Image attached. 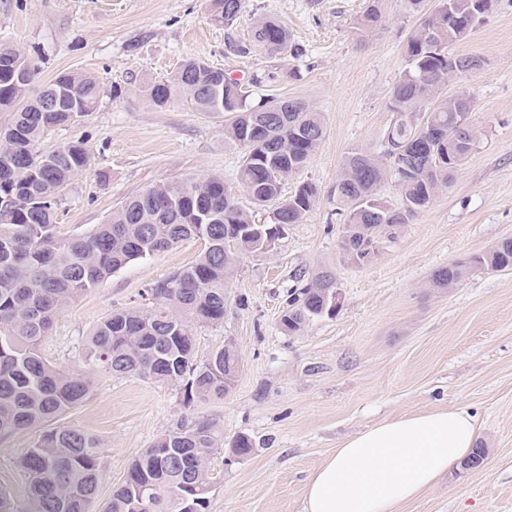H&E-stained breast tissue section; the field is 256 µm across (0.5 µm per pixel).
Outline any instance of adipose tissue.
Masks as SVG:
<instances>
[{"mask_svg":"<svg viewBox=\"0 0 512 512\" xmlns=\"http://www.w3.org/2000/svg\"><path fill=\"white\" fill-rule=\"evenodd\" d=\"M478 440L465 409L391 419L344 440L309 478L305 512H398L459 466Z\"/></svg>","mask_w":512,"mask_h":512,"instance_id":"1","label":"adipose tissue"}]
</instances>
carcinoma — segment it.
<instances>
[{"label": "carcinoma", "mask_w": 512, "mask_h": 512, "mask_svg": "<svg viewBox=\"0 0 512 512\" xmlns=\"http://www.w3.org/2000/svg\"><path fill=\"white\" fill-rule=\"evenodd\" d=\"M214 18L230 27L241 0H216ZM473 0H437L407 42L408 67L395 83L388 108L395 119L378 153L354 149L345 156L334 187L343 216L340 241L346 259L365 263L379 239L396 233L428 207L448 184L481 133L460 122L470 101L448 94L472 59L454 57L448 46L472 27L462 18ZM250 41L276 56L303 50L274 18L258 17ZM29 80L14 82L13 62ZM37 71L18 47L0 42V110L14 112L0 133V436L40 427L37 440L16 459L27 483L26 512H93L98 497L100 454L94 437L60 426L61 417L94 394L103 375H136L178 388L183 405L224 398L235 385L237 352L228 346L199 360L194 329L224 321L226 288L240 255L272 249L278 226L300 224L317 196L302 183L281 198L288 175L304 168L325 138L321 113L295 108L293 99L248 101L239 82L200 59H186L166 81L147 87L157 107L187 99L198 112H232L227 134L244 148L239 182L251 203L269 207L258 225L231 197L224 180L208 177L155 185L132 196L87 235L61 238L58 210L63 189L91 165L88 150L71 141L42 148L46 132L68 122V107L42 110V98L61 94L80 113L90 112L101 93L91 74L60 73L30 94ZM392 180L400 190L396 207L380 208V189ZM189 240L205 248L191 265L147 288L153 302L112 310L85 341L87 370L74 373L48 361L41 344L60 311L72 300L129 263ZM512 268V239L493 250L437 270L433 282L453 287L477 269ZM336 289L328 269L312 273L290 294L280 328L298 335L327 314L324 296ZM224 447V431L210 419H182L129 464L122 483L99 512H208L210 461Z\"/></svg>", "instance_id": "cac0c4a2"}]
</instances>
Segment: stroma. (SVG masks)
Segmentation results:
<instances>
[{
	"instance_id": "obj_1",
	"label": "stroma",
	"mask_w": 512,
	"mask_h": 512,
	"mask_svg": "<svg viewBox=\"0 0 512 512\" xmlns=\"http://www.w3.org/2000/svg\"><path fill=\"white\" fill-rule=\"evenodd\" d=\"M233 29L210 0H0V38L35 62L36 85L61 73H91L102 93L92 112L52 127L43 146L80 141L92 166L62 191L61 237L104 223L128 197L161 183L223 177L241 206L243 147L225 137L227 112H197L184 100L163 108L145 94L186 58L250 83L253 97L280 95L320 112L326 136L309 163L289 176L282 197L304 182L318 195L303 223L266 253L241 255L222 323L196 332L198 359L233 343L242 367L223 400L184 407L174 386L138 376L101 378L95 394L62 423L94 436L101 456L98 503L130 462L180 419H215L225 440L249 436L250 454L217 452L210 512H304L307 481L340 443L382 421L441 408L475 416L487 448L475 470H451L399 512H512V270L472 272L455 287L433 274L512 239V0L494 11L454 55L475 58L452 94L471 101L479 145L453 181L363 266L344 261L332 190L346 153L380 151L393 120L392 87L407 66L406 45L422 21L402 0H381V20L358 22L369 0H241ZM279 19L304 53L237 54L255 19ZM203 242H183L115 271L55 318L41 352L83 370L82 342L113 309L133 306L155 282L192 264ZM336 274L342 306L297 336L279 319L300 274ZM28 428L0 437V490L24 505L16 458L39 436Z\"/></svg>"
}]
</instances>
